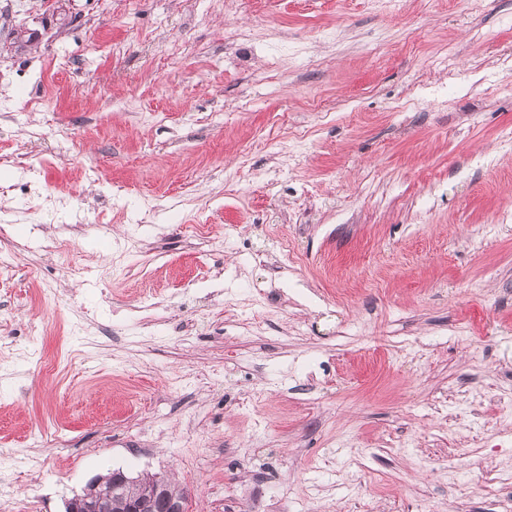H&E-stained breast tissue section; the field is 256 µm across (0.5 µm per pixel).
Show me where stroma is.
<instances>
[{
    "label": "stroma",
    "instance_id": "obj_1",
    "mask_svg": "<svg viewBox=\"0 0 512 512\" xmlns=\"http://www.w3.org/2000/svg\"><path fill=\"white\" fill-rule=\"evenodd\" d=\"M5 225L0 501L512 499V0H0ZM123 470L115 469L112 473L93 478L81 494L74 496L66 506V512H112V498L120 486H112L114 479L119 481V473ZM102 480L107 486H102ZM149 475H138L135 483H125L120 492L124 499L132 501L137 498L136 502H129L126 512H186L184 498L160 494L159 486L150 494L141 497L146 491L150 493L152 488ZM141 497V498H140ZM158 509V510H156Z\"/></svg>",
    "mask_w": 512,
    "mask_h": 512
}]
</instances>
